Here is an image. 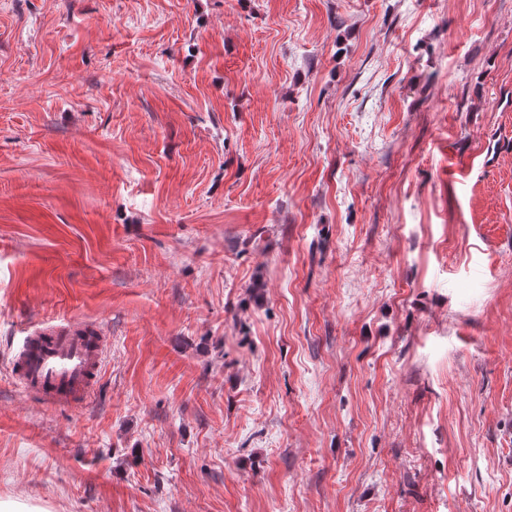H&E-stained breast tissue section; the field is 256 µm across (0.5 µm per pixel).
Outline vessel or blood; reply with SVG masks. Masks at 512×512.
Segmentation results:
<instances>
[{
    "label": "vessel or blood",
    "mask_w": 512,
    "mask_h": 512,
    "mask_svg": "<svg viewBox=\"0 0 512 512\" xmlns=\"http://www.w3.org/2000/svg\"><path fill=\"white\" fill-rule=\"evenodd\" d=\"M107 346L106 336L76 320L36 330L12 357L11 377L37 403L76 411L94 393Z\"/></svg>",
    "instance_id": "b4317fda"
}]
</instances>
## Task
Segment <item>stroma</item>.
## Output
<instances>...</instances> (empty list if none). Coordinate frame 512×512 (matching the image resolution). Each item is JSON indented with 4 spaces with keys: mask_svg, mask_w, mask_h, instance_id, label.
Wrapping results in <instances>:
<instances>
[{
    "mask_svg": "<svg viewBox=\"0 0 512 512\" xmlns=\"http://www.w3.org/2000/svg\"><path fill=\"white\" fill-rule=\"evenodd\" d=\"M7 498L512 512V0H0ZM107 346L106 336L76 320L34 330L9 363L11 377L37 403L76 411L94 393Z\"/></svg>",
    "mask_w": 512,
    "mask_h": 512,
    "instance_id": "35a3bbf8",
    "label": "stroma"
}]
</instances>
